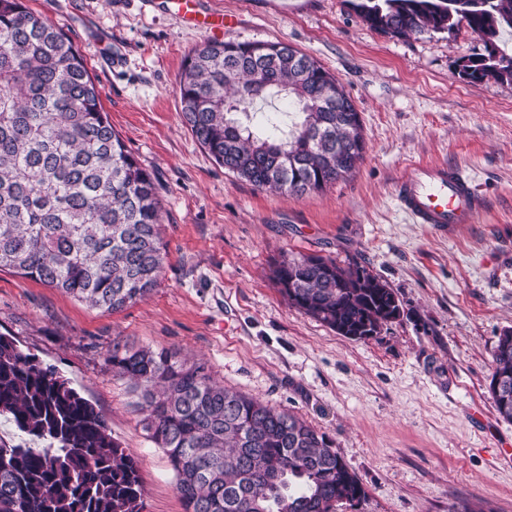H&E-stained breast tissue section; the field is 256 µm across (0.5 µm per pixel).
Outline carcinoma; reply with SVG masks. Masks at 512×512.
I'll use <instances>...</instances> for the list:
<instances>
[{"label": "carcinoma", "mask_w": 512, "mask_h": 512, "mask_svg": "<svg viewBox=\"0 0 512 512\" xmlns=\"http://www.w3.org/2000/svg\"><path fill=\"white\" fill-rule=\"evenodd\" d=\"M393 37L453 33L493 40L458 62L470 82L512 84V0H351ZM207 42L187 56L180 114L228 172L259 190L320 192L352 175L362 124L340 82L283 42ZM288 100L285 119L256 109ZM153 174L102 111L84 59L23 0H0V270L118 311L146 299L164 271ZM272 278L299 312L346 338L398 319L402 304L365 266L313 254L274 263ZM106 363L138 398L184 512H335L366 496L334 442L303 418L231 391L173 348L112 340ZM490 381L512 384V330L499 336ZM33 443L0 438V512H144L138 462L103 415L55 368L0 333V418Z\"/></svg>", "instance_id": "obj_1"}]
</instances>
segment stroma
Masks as SVG:
<instances>
[{
    "label": "stroma",
    "instance_id": "1",
    "mask_svg": "<svg viewBox=\"0 0 512 512\" xmlns=\"http://www.w3.org/2000/svg\"><path fill=\"white\" fill-rule=\"evenodd\" d=\"M26 3L82 54L113 129L153 172L166 256L151 295L117 312L0 271V333L102 412L140 464L145 512L183 506L135 396L105 362L118 336L176 349L225 388L325 432L366 489L336 512H512V423L488 391L493 350L512 328V85L459 77L482 40L464 26L391 37L349 0H198L223 13L224 40L288 43L352 98L363 161L296 196L228 173L183 124V62L212 36L171 0ZM411 161L461 166L486 212L448 233L413 223L393 194ZM297 253L367 266L403 317L353 341L298 312L271 279L273 263Z\"/></svg>",
    "mask_w": 512,
    "mask_h": 512
}]
</instances>
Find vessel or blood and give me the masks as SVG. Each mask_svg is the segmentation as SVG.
Wrapping results in <instances>:
<instances>
[{
    "label": "vessel or blood",
    "instance_id": "obj_1",
    "mask_svg": "<svg viewBox=\"0 0 512 512\" xmlns=\"http://www.w3.org/2000/svg\"><path fill=\"white\" fill-rule=\"evenodd\" d=\"M178 14L186 23L212 32L224 27L223 15L216 13L199 21L197 0H178ZM394 197L413 223L444 229L475 223L486 207L472 180L446 162L407 163L394 183Z\"/></svg>",
    "mask_w": 512,
    "mask_h": 512
}]
</instances>
